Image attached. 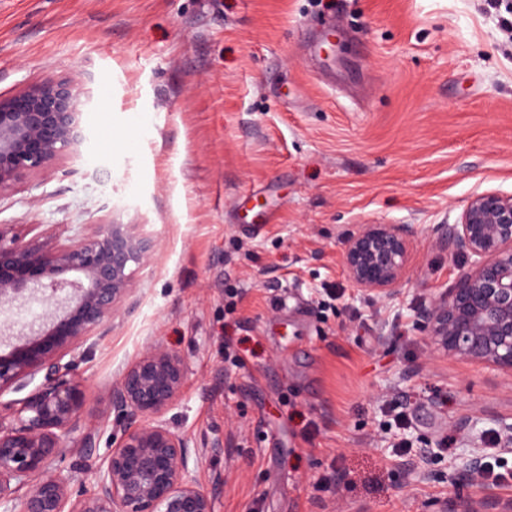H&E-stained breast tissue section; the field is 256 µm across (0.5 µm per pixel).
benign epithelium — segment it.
<instances>
[{"label":"benign epithelium","mask_w":512,"mask_h":512,"mask_svg":"<svg viewBox=\"0 0 512 512\" xmlns=\"http://www.w3.org/2000/svg\"><path fill=\"white\" fill-rule=\"evenodd\" d=\"M90 101V91L68 75L0 96V195L54 170L80 146ZM432 232L436 245L466 257L468 269L414 310L416 325L437 353L511 375L512 193H476L456 223ZM414 234L410 224L366 223L344 237V269L357 294L394 296ZM157 250L140 225L116 219L67 243L0 224V303L43 306L38 319L9 332L11 350L0 353V395L28 390L0 401V512H213L211 495L189 467L190 441L163 419L191 370L186 359L151 344L119 372L111 408L126 425L104 455L96 454L97 425L81 424L80 349L129 296ZM495 423L499 451L512 453V422ZM474 428L468 419L460 423L466 451L456 476L478 484L487 453ZM69 445L96 456L93 490L78 497L73 472L54 467ZM431 458L425 449L407 479L424 477ZM456 512H512V499H462Z\"/></svg>","instance_id":"obj_1"}]
</instances>
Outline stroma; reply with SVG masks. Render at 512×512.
<instances>
[{
  "mask_svg": "<svg viewBox=\"0 0 512 512\" xmlns=\"http://www.w3.org/2000/svg\"><path fill=\"white\" fill-rule=\"evenodd\" d=\"M506 19L512 0H0V95L60 74L93 92L87 142L0 195V221L65 240L116 217L158 244L80 366L102 439L119 370L159 344L193 365L165 418L214 512L512 498L453 478L459 423L491 437L512 376L437 355L413 323L467 268L431 228L512 192ZM331 26L338 63L313 46ZM363 222L418 229L391 299L344 271Z\"/></svg>",
  "mask_w": 512,
  "mask_h": 512,
  "instance_id": "obj_1",
  "label": "stroma"
}]
</instances>
